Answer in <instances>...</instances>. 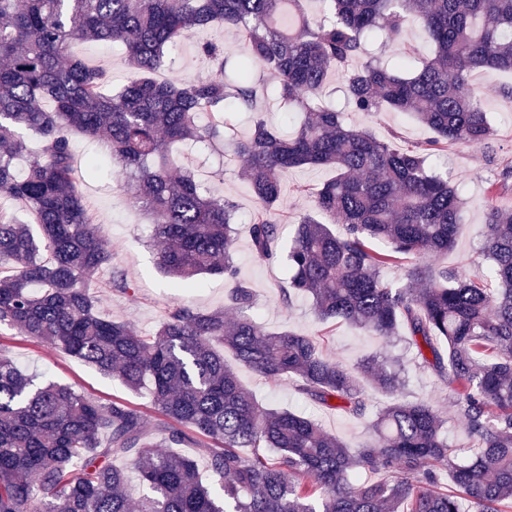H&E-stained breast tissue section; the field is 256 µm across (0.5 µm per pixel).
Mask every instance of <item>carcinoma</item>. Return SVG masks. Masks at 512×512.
<instances>
[{
  "label": "carcinoma",
  "mask_w": 512,
  "mask_h": 512,
  "mask_svg": "<svg viewBox=\"0 0 512 512\" xmlns=\"http://www.w3.org/2000/svg\"><path fill=\"white\" fill-rule=\"evenodd\" d=\"M304 2L0 0V195L28 207L38 227L0 212V324L131 390L150 384L163 417L156 439L142 411L43 381L0 347V512H130L118 457L149 491L140 512H512V210L486 207L487 275L428 262L454 248L466 205L430 159L450 145L490 147L494 130L472 78L512 72V0H325L319 20ZM410 18L431 45L412 75L397 72L405 59L353 66L371 35H396ZM221 26L238 36L233 76L153 77L168 44ZM76 40L123 45L131 76L118 93H103L104 69L70 54ZM200 52L224 69L222 44ZM257 67L301 120L282 135L257 117L234 142L255 198L252 251L286 259L288 295L310 296L320 321L402 335L448 387L480 448L474 456L458 460L425 401L385 407L353 451L306 416L259 405L224 361L230 350L267 379L293 377L310 400L357 416L366 410L358 375L385 392L402 384L395 360L369 358L352 371L313 338L270 333L247 314L253 293L234 260L235 202L203 190L192 171L168 168L171 145L223 135L229 106L255 111ZM332 76L345 107L366 119L408 112L432 136L396 149L369 126L346 124L324 101ZM22 129L40 136L39 152L26 154ZM74 131L107 145L132 198L153 214L158 264L174 287L221 276L239 317L176 303L143 335L99 312L89 284L103 269L112 268V290L133 284L112 267L77 187ZM302 166L336 176L314 190L313 213L299 217L283 255L282 176ZM401 264L402 279L383 277ZM187 445L206 451L209 480L177 452ZM378 470L387 479L362 478Z\"/></svg>",
  "instance_id": "cac0c4a2"
}]
</instances>
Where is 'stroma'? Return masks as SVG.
Masks as SVG:
<instances>
[{"label":"stroma","mask_w":512,"mask_h":512,"mask_svg":"<svg viewBox=\"0 0 512 512\" xmlns=\"http://www.w3.org/2000/svg\"><path fill=\"white\" fill-rule=\"evenodd\" d=\"M210 40L223 43L226 50L232 52L238 49V37L233 30L215 27L200 31L194 38L167 48L166 64L159 73L160 78L202 80L217 77V67L201 56L198 49L200 43ZM367 49L371 55L391 64L413 51L427 53L429 45L422 27L414 22L406 33L395 39L390 40L382 35L371 39ZM71 52L80 59L102 66L109 74L110 90L120 89L130 74L125 51L120 44L77 42L73 44ZM474 81L484 93L485 110L494 128L493 151L488 154L480 149L453 147L435 157L432 165L448 173L467 201L463 220L458 226L456 245L449 251L447 263L452 267H463L471 274H483L487 272L488 265L480 255L479 248L485 231L486 187L497 184L496 205L512 209V179L507 181L502 177L503 170L512 166V98L501 92L504 85L512 84V74L484 71L478 73ZM344 117L350 124L369 123L371 129L382 137L388 136L390 131H397L399 137L394 145L398 148L428 135L427 129L401 112L384 111L368 121L356 112H345ZM225 118L227 127L220 142L205 150H188L175 145L170 149L169 159L172 172L191 170L197 180L205 182L207 191L228 197L237 204L240 224L235 259L240 279L252 288L255 295L253 315L269 331H290L314 337L330 358L346 368H357L362 360L372 355H388L399 358L403 369V385L394 396L379 391L370 382H363L367 412L361 418L307 400L298 393L293 380L284 379L274 383L251 368L240 365L236 371L243 386L261 405L314 417L326 431L353 448L366 439L370 421L393 397L429 400L437 407L444 422V436L449 445L456 448L459 459L473 456L474 443L463 429L447 388L435 373L420 365L415 351L343 322L319 321L307 296L298 295L291 302H284L288 267L282 261L259 259L250 247L248 219L255 200L248 182L240 175L244 161L230 149L231 142L247 136L252 128L251 118L246 112H229ZM71 141L78 171L76 182L100 235L112 247L113 268L125 270L135 283L133 293L115 292L108 286L110 270L103 271L98 287L91 290L100 313L127 321L146 334L156 329L169 305L175 302L187 304L201 312L220 310L225 318H234L236 312L228 302L230 286L221 277L204 276L195 287L175 292L170 278L159 269L157 249L149 241L153 222L151 214L131 202L122 179L114 174L110 166H101L95 178L84 177L82 169L87 161L102 154L99 139L76 132L72 134ZM331 176L329 170L309 166L284 174L280 206L281 246H288L299 217L311 211L312 189ZM0 344L9 350L24 370L42 373L49 380L71 386L103 401H126L144 411L149 419L157 417L148 390H130L116 377L103 374L63 350L28 341L4 325H0Z\"/></svg>","instance_id":"1"}]
</instances>
